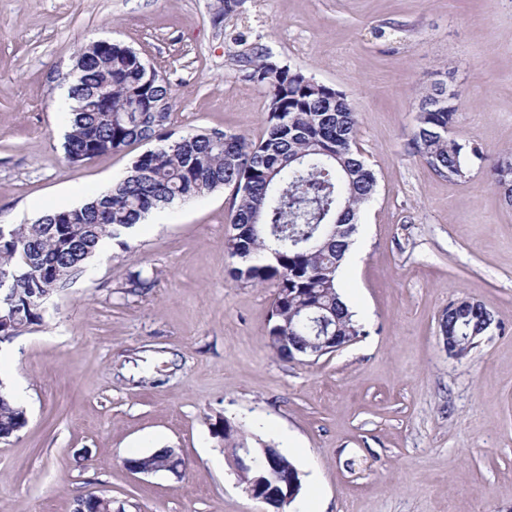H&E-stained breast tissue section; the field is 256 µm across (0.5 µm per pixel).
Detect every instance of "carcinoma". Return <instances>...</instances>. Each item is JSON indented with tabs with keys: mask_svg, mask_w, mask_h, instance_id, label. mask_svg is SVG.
<instances>
[{
	"mask_svg": "<svg viewBox=\"0 0 512 512\" xmlns=\"http://www.w3.org/2000/svg\"><path fill=\"white\" fill-rule=\"evenodd\" d=\"M242 78L269 97L264 136L199 130L176 137L170 131L172 90L166 78H150L152 66L120 43L102 51L79 49L78 70L69 87L73 101L63 144L68 163L89 162L133 142H157L142 153L116 185L66 210H48L32 224H0V308L11 313L0 323V342L43 321V306L84 272L85 264L108 238L134 227L151 210L186 201L221 187L233 189L225 250L235 266L233 279L251 284L273 282L277 296L268 320L267 344L282 358L309 347L317 335L303 311L322 314L338 344L361 336L363 325L341 300L337 272L358 231L361 209L370 201L376 177L356 148L358 115L347 97L302 71L270 61L259 47L243 54ZM105 88L110 105L102 109L95 94ZM439 87L420 94L413 153L440 174L464 178L469 160H486L477 143L451 135L458 96L440 103ZM492 186L512 206V153L498 154L491 165ZM141 270L128 273L131 294L153 288ZM448 327L481 335L480 316L461 309L444 312ZM27 423V410L0 395V440L15 436ZM213 437L229 456L259 445L252 480L274 464L301 479L298 467L282 452L268 459L272 444L249 438L227 418L211 424ZM160 471L182 476L184 460L173 448L150 453Z\"/></svg>",
	"mask_w": 512,
	"mask_h": 512,
	"instance_id": "carcinoma-1",
	"label": "carcinoma"
}]
</instances>
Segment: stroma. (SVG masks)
<instances>
[{"mask_svg": "<svg viewBox=\"0 0 512 512\" xmlns=\"http://www.w3.org/2000/svg\"><path fill=\"white\" fill-rule=\"evenodd\" d=\"M0 0V219L35 222L125 177L135 142L65 162L58 100L80 47L137 51L171 83V131L260 139L268 98L239 55L272 61L346 94L357 147L377 177L340 278L365 331L315 361L267 345L275 283L232 280L224 240L232 191L150 213L106 240L43 321L0 343V374L23 382L26 426L0 442V512H267L231 468L211 423L226 417L304 454L299 502L325 512H512V207L489 162L438 175L408 146L418 96L458 91L452 134L512 151V0ZM155 286L126 293L129 271ZM471 297L493 327L450 357L438 323ZM164 445L182 477L130 473Z\"/></svg>", "mask_w": 512, "mask_h": 512, "instance_id": "1", "label": "stroma"}]
</instances>
